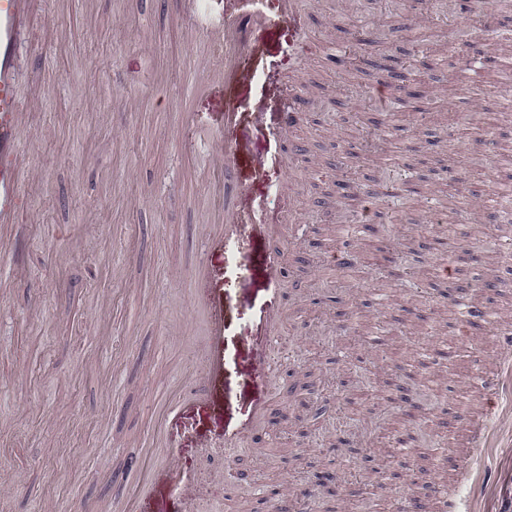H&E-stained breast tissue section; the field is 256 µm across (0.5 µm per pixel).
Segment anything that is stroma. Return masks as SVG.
<instances>
[{"label":"stroma","mask_w":512,"mask_h":512,"mask_svg":"<svg viewBox=\"0 0 512 512\" xmlns=\"http://www.w3.org/2000/svg\"><path fill=\"white\" fill-rule=\"evenodd\" d=\"M312 47L276 23L278 0H258L261 68L226 90L190 82L217 74L224 46L197 32L188 0H41L21 63L27 94V216L0 226V512H296V487L319 473L308 512H452L424 480L457 487L473 512L512 507V383L491 445L467 443L485 411L471 392L459 416L450 389L476 362L498 365L488 328L429 368L418 349L457 334L438 297L476 294L474 277L507 258L498 211L512 194V82L503 35L512 0H303ZM362 28L363 70L336 67V48ZM464 32L463 44L451 37ZM493 59L458 74L461 51ZM304 120L273 140L287 95ZM242 114L235 178L246 206L278 224L294 206L299 240L284 242L278 285L263 271L267 240L229 268L216 228L228 201L209 147L224 132V100ZM470 114L469 123L457 121ZM302 147L294 170L271 153ZM394 170L383 179V170ZM415 193H408L406 183ZM368 228L347 242L350 217ZM398 228L397 240L382 231ZM418 257L414 278L393 263ZM356 253L355 265L335 260ZM224 309L223 375L196 396V301ZM281 315L265 366L267 304ZM239 434L236 447L225 435ZM173 455L181 485L139 492L142 469ZM449 455L469 472H439ZM383 475L386 492L370 484Z\"/></svg>","instance_id":"1"}]
</instances>
